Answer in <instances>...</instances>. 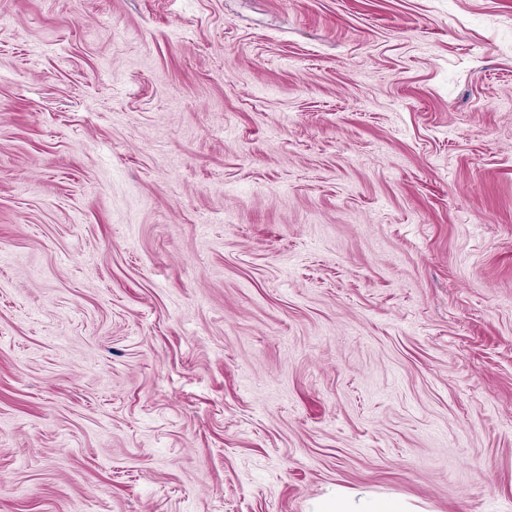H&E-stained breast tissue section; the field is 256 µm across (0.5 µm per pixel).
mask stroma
Listing matches in <instances>:
<instances>
[{"label":"stroma","mask_w":512,"mask_h":512,"mask_svg":"<svg viewBox=\"0 0 512 512\" xmlns=\"http://www.w3.org/2000/svg\"><path fill=\"white\" fill-rule=\"evenodd\" d=\"M0 15V512H512V0ZM312 512H420L403 499L336 487L312 503Z\"/></svg>","instance_id":"stroma-1"}]
</instances>
